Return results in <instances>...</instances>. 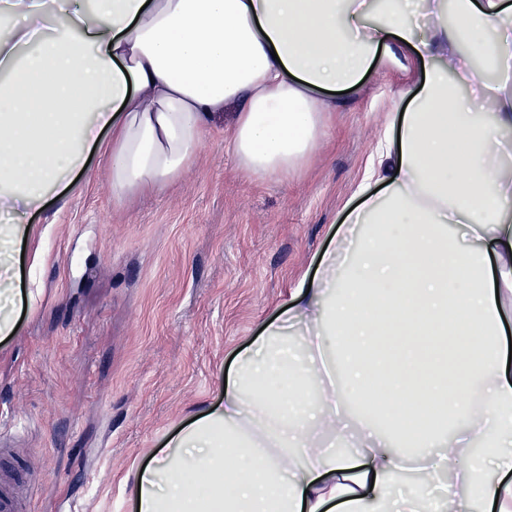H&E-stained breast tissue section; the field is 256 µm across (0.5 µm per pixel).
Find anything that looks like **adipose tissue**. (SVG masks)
I'll return each mask as SVG.
<instances>
[{
    "mask_svg": "<svg viewBox=\"0 0 512 512\" xmlns=\"http://www.w3.org/2000/svg\"><path fill=\"white\" fill-rule=\"evenodd\" d=\"M459 2L452 21L444 0H0V338L35 299L24 218L92 154L115 201L151 193L231 108L241 169L280 177L310 158L323 92L417 78L316 271L138 468L134 512H426L439 476L438 512H512V0ZM200 472L210 492H188Z\"/></svg>",
    "mask_w": 512,
    "mask_h": 512,
    "instance_id": "adipose-tissue-1",
    "label": "adipose tissue"
}]
</instances>
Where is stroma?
Segmentation results:
<instances>
[{"label":"stroma","instance_id":"obj_1","mask_svg":"<svg viewBox=\"0 0 512 512\" xmlns=\"http://www.w3.org/2000/svg\"><path fill=\"white\" fill-rule=\"evenodd\" d=\"M409 87L387 66L337 94L316 156L288 176L239 168L228 109L171 187L113 201L97 156L31 217L39 294L0 340V441L32 466L29 512H131L137 467L220 401L237 353L315 270Z\"/></svg>","mask_w":512,"mask_h":512}]
</instances>
